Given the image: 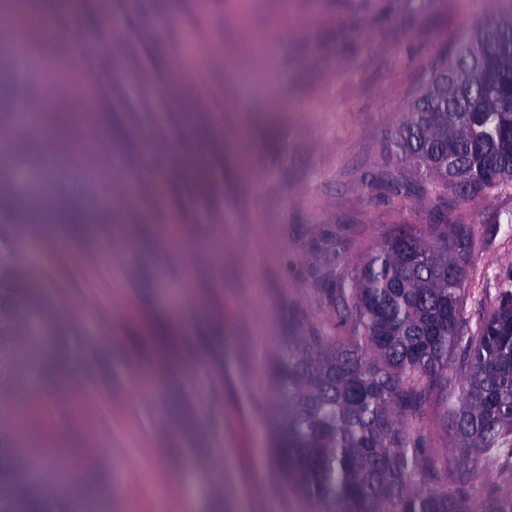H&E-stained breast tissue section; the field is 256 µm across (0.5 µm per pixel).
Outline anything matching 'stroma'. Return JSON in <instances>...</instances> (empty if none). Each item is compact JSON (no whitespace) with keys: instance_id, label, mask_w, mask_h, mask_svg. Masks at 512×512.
Instances as JSON below:
<instances>
[{"instance_id":"35a3bbf8","label":"stroma","mask_w":512,"mask_h":512,"mask_svg":"<svg viewBox=\"0 0 512 512\" xmlns=\"http://www.w3.org/2000/svg\"><path fill=\"white\" fill-rule=\"evenodd\" d=\"M201 36L156 63L195 79L193 112L93 120L112 151L86 141L50 176L58 207L93 199L99 219L16 224L32 306L74 314L22 340L0 394L6 447L34 463L63 512H309L276 462L273 364L289 337L335 333L337 276L399 228L472 224L467 315L512 268V185L460 199L392 192L412 168L391 137L458 41L505 0H223ZM266 41L252 83L208 54ZM168 148L160 174L147 128ZM203 158L207 190L186 162ZM132 188L130 209L110 182ZM150 191H142L143 183ZM72 359L78 384L42 365ZM40 396L24 398L31 383ZM81 470L82 499L68 483Z\"/></svg>"}]
</instances>
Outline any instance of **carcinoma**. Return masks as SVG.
<instances>
[{
    "label": "carcinoma",
    "mask_w": 512,
    "mask_h": 512,
    "mask_svg": "<svg viewBox=\"0 0 512 512\" xmlns=\"http://www.w3.org/2000/svg\"><path fill=\"white\" fill-rule=\"evenodd\" d=\"M125 41L108 42L109 18L83 36L97 96L123 112H161L166 93L156 71L140 64L137 97L108 56L174 50L176 31L152 27L155 0H118ZM70 21L61 12L23 34L39 55L45 33ZM485 69L403 113L394 144L410 161L419 188H455L466 199L512 182V6L490 17L456 48L454 63ZM44 73L0 53V123L8 115L67 111L48 102ZM48 148L25 141L14 170L0 169V195L19 209L44 198L54 167ZM0 217V267L15 265L18 243ZM476 230L470 224L406 227L378 246L328 289L343 337L314 330L295 336L275 359L281 406L276 459L290 484L314 501L313 512H474L470 490L485 462L512 479V269L499 276L490 309L475 327L464 316ZM444 404L450 447L460 462L436 457L420 420L433 401ZM13 463L0 478V512H48L41 490ZM484 512H512V491L495 495Z\"/></svg>",
    "instance_id": "cac0c4a2"
}]
</instances>
